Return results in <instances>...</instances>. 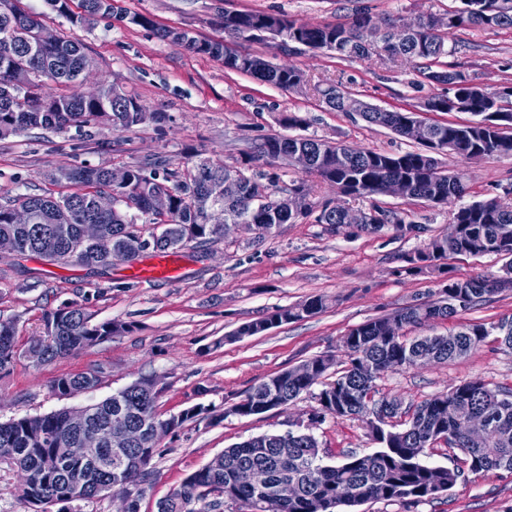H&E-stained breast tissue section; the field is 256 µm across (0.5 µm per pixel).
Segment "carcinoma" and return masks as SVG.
<instances>
[{"label":"carcinoma","mask_w":512,"mask_h":512,"mask_svg":"<svg viewBox=\"0 0 512 512\" xmlns=\"http://www.w3.org/2000/svg\"><path fill=\"white\" fill-rule=\"evenodd\" d=\"M57 14L77 24L96 17H110L114 0H81L82 14L71 13L70 0H47ZM463 7L442 16L432 14L416 18V26L404 38L391 32L362 9L350 23L310 28L288 16L260 11H224L227 37L250 41L247 33L275 29L276 47L297 44L325 48L341 59H366L382 50L390 60L415 64L424 81H429L433 66L448 54L446 34L442 30L465 27L512 28V0H461ZM43 20L25 10L21 0H0V139L21 135L33 129L62 128L69 124L96 127L109 124L129 129L152 122L162 125L161 112H146L137 101L116 88L105 85L96 95L72 93L51 96L44 92L49 82L74 83L80 72L93 66L92 58L80 43L58 37L51 44L38 38ZM128 23L159 31L160 36L193 53L208 55L224 68L257 75L284 90H300L306 84L303 71L280 68L267 59L245 51L227 55L221 40L203 38L192 32L174 33L157 26L149 16L135 13ZM438 84L443 93L427 99L429 112H454L463 101L472 115L490 111L512 116V86L479 85L457 71L445 70ZM325 103L338 112H356L371 125L381 126L403 136L405 121L413 116L406 109L365 110V102L339 84L319 90ZM305 151L312 157L310 172L332 188H341L355 198L384 195L385 184L403 180L406 198L421 199L440 206H454L452 223L460 225L459 236L433 238L426 247L405 261L412 269L441 271L440 261L453 255H495L512 259V202L491 197L463 203L467 187L463 176L440 166L439 155L464 159L473 150L488 155L512 154V121L502 129L479 121L457 125L448 122L428 124L427 142L404 153L377 152L349 148L324 139L303 136L264 135L254 139L239 159L228 164L220 159L192 155L186 165L169 167L159 158H147L122 167L125 181L113 186L111 169L79 165L56 174L54 182L78 186L58 195H0V237L15 241V254L35 256L50 262H74L86 267L107 268L145 239L159 252L178 250L224 236L223 220L241 224L260 240L283 224H295L314 216V222L336 229L342 217L331 203L312 201V186L295 181L286 187L270 181V199H253V178L247 175L251 164L261 161L275 165L285 154ZM165 190L170 195L168 213L159 217L149 206L151 196ZM112 195V210L100 212L95 197ZM28 208L30 223H12V211ZM368 222L360 225L378 231L388 224L398 227L404 219L376 202L366 210ZM149 217L155 231L144 236L137 215ZM83 224H100L103 238L88 242L81 237ZM492 277L477 275L466 279H448L436 300L410 304L396 313L400 323L395 334L385 335L384 318H372L348 331L345 367L328 372L335 365L330 354L318 355L309 362L315 367L307 380L295 366L276 373L251 388L239 404L238 413L260 414L271 403L281 408L297 400L316 385L322 415L349 417L362 421L369 429L378 450L368 455L349 454L339 463L329 464L316 438L305 432L263 434L227 448L223 459L190 474L181 486L158 504V512H217L225 503L239 506V512H350L369 502L434 500L454 487L461 471L431 466L423 457L439 440L459 449L473 472L503 470L512 473V391L492 389L479 380L467 381L446 393L434 395L413 406L396 411L389 418L408 416L404 427L396 428L379 416L387 400L375 399L377 377L367 376L360 363L370 359L379 373L392 368H410L421 354H430L444 363L467 356L486 342L489 336L512 347V320L497 324H464L446 336L403 338L402 330L435 320L454 317L458 308L491 301L496 288L488 287ZM326 307L325 299L312 296L302 303L275 311L241 324L234 337L262 334L283 323L303 320ZM44 335L30 342L26 353L38 362L65 356L111 337L125 329L121 324L92 323L82 306L70 305L43 315ZM17 328L12 322H0V367L17 354ZM100 382L99 371L88 370L63 375L53 383L61 395L93 389ZM159 392L144 379L112 396L85 407V425L76 426L70 411L23 416L0 423V465L28 475L22 496L34 507L98 496L96 487L119 481L135 486L145 484L151 461L157 453L160 437L175 433L200 415L203 408L183 411L161 419L157 413ZM469 411L489 425V441L482 447L469 445L461 432L462 413ZM108 423H127L142 434L141 442L128 448H104L92 462L76 460L65 449L76 446L91 429ZM240 468L256 470L261 480L253 486H241L234 480ZM288 482L298 487L299 495L280 502L277 488ZM200 503L199 509L191 505Z\"/></svg>","instance_id":"cac0c4a2"}]
</instances>
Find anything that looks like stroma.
Here are the masks:
<instances>
[{
	"label": "stroma",
	"mask_w": 512,
	"mask_h": 512,
	"mask_svg": "<svg viewBox=\"0 0 512 512\" xmlns=\"http://www.w3.org/2000/svg\"><path fill=\"white\" fill-rule=\"evenodd\" d=\"M24 3L32 13L46 14L57 34L78 41L93 58L81 91L114 85L136 97L145 111L165 113L168 121L161 129L152 123L130 129L99 127L87 135L73 127L35 129L0 140V192L12 196L61 192V185L50 179L61 167L119 168L156 155L178 167L192 149L226 160L231 144L256 135L285 134L279 119L290 113L304 120L297 130L301 136L378 151L415 149L414 141L369 124L357 113L330 109L318 89L337 81L382 109L418 106V119L427 123L465 124L473 119L468 112L423 110V101L443 88L421 83L410 63H389L376 55L341 60L305 47L285 55L270 41L242 43V50L305 72L307 89L286 91L227 71L221 62L157 34L161 27L191 29L207 39H223L225 9L281 13L319 27L350 21L361 6L375 20L402 23L421 14L445 13L456 0H118V15L86 26L48 13L44 0ZM133 13L150 15L156 29L129 24L127 17ZM446 61L477 83L512 82V29L457 30L448 37ZM448 166L463 174L467 202L512 194V154L452 160ZM378 202L403 212L407 227L389 224L367 233L344 226L332 232L307 218L281 225L259 242L249 233L232 231L224 239L183 250L184 274L175 282L130 279L133 265L124 261L103 269L0 253V321H16L20 349L0 369V422L79 409L144 378L153 380L159 391L162 417L206 407V414L161 439L138 512H157L158 503L188 475L225 448L262 434L310 433L329 462L350 453H373L378 445L361 421L318 418L320 406L308 393L261 415L227 416L223 410L243 400L263 379L312 357L331 354L337 367H344L341 341L349 329L393 315L415 300L438 298L439 278L409 272L405 258L431 238L447 235L449 209L389 196ZM314 295L326 300L316 315L259 336L232 339L242 323ZM68 303L82 305L94 322L126 323L130 329L51 362L26 356L29 342L43 334V313ZM508 319L510 289L488 303L460 309L450 320L405 328L404 334L409 339L444 336L462 324ZM92 369L100 373L96 388L69 396L53 391L60 376ZM475 379L493 389L512 388V348L490 338L455 361L388 370L376 388L379 396L407 406ZM358 512H512V473L465 471L441 499L373 502Z\"/></svg>",
	"instance_id": "35a3bbf8"
}]
</instances>
